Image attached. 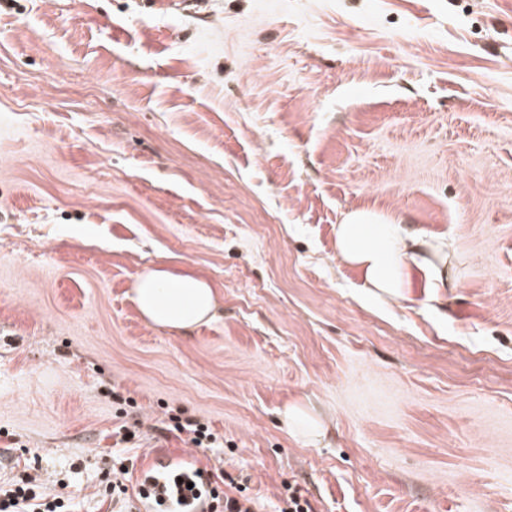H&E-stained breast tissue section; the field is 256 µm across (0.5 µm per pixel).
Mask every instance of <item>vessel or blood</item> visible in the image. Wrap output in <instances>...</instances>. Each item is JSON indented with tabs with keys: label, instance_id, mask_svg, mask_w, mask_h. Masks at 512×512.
<instances>
[{
	"label": "vessel or blood",
	"instance_id": "b4317fda",
	"mask_svg": "<svg viewBox=\"0 0 512 512\" xmlns=\"http://www.w3.org/2000/svg\"><path fill=\"white\" fill-rule=\"evenodd\" d=\"M192 456L172 457L154 452L140 473L144 497L139 512H206L207 498L193 499L190 494L176 496L168 492V479L177 469L195 467Z\"/></svg>",
	"mask_w": 512,
	"mask_h": 512
}]
</instances>
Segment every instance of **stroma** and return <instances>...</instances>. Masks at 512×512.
<instances>
[{
    "label": "stroma",
    "mask_w": 512,
    "mask_h": 512,
    "mask_svg": "<svg viewBox=\"0 0 512 512\" xmlns=\"http://www.w3.org/2000/svg\"><path fill=\"white\" fill-rule=\"evenodd\" d=\"M358 209L447 244L443 305L337 263ZM162 264L212 321L141 318ZM180 411L259 512H512V0H0V486L111 512ZM131 293L146 321L162 328L188 331L216 315L210 283L188 271L154 267L136 277ZM281 420L288 431H307L313 437L322 438V434H317L316 431L323 432V429L310 421L308 412L298 404L286 405L281 412ZM126 473L124 470L119 469L116 472H105L103 474L101 484L103 486L104 493L111 497L112 501H124V497L127 493V487L124 485L122 479Z\"/></svg>",
    "instance_id": "obj_1"
}]
</instances>
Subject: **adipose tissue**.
<instances>
[{"mask_svg":"<svg viewBox=\"0 0 512 512\" xmlns=\"http://www.w3.org/2000/svg\"><path fill=\"white\" fill-rule=\"evenodd\" d=\"M336 257L356 269L365 292L397 303H438L458 285L445 244L411 229L400 218L373 210L349 213L336 229ZM132 299L146 321L178 331L216 315L210 283L191 272L163 266L136 277Z\"/></svg>","mask_w":512,"mask_h":512,"instance_id":"1","label":"adipose tissue"}]
</instances>
